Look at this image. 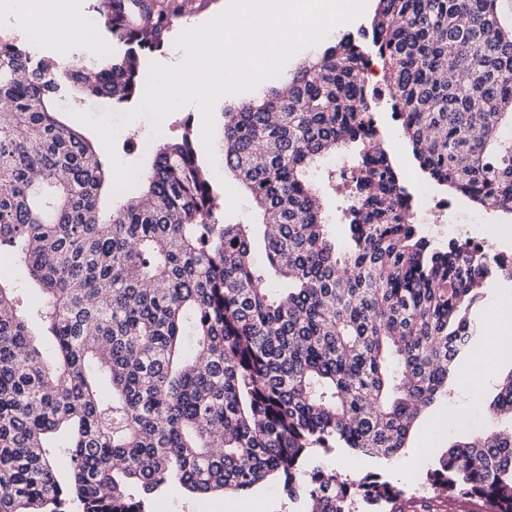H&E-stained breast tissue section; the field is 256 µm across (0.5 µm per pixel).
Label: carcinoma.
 <instances>
[{
	"label": "carcinoma",
	"mask_w": 512,
	"mask_h": 512,
	"mask_svg": "<svg viewBox=\"0 0 512 512\" xmlns=\"http://www.w3.org/2000/svg\"><path fill=\"white\" fill-rule=\"evenodd\" d=\"M210 2L96 0L105 47L68 63L0 35V249L44 295L56 359L48 369L1 269L0 512H147L172 485L238 493L271 475L292 512H400L404 487L314 461L400 453L483 339L489 289L512 288V254L420 234L375 124L388 107L429 180L512 215L501 0H377L363 37L381 87L363 81V45L347 33L234 107L224 169L262 223L226 221L187 122L103 216L106 150L58 119V100H141L148 58ZM345 143L359 151L341 251L306 172ZM486 410L512 420V370ZM427 481L450 504L512 512V428L453 442Z\"/></svg>",
	"instance_id": "1"
}]
</instances>
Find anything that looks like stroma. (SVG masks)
Instances as JSON below:
<instances>
[{
	"label": "stroma",
	"mask_w": 512,
	"mask_h": 512,
	"mask_svg": "<svg viewBox=\"0 0 512 512\" xmlns=\"http://www.w3.org/2000/svg\"><path fill=\"white\" fill-rule=\"evenodd\" d=\"M215 166L211 175L224 195L225 218L228 222L245 220L253 215L250 198L239 188L234 178L224 170V129L216 127L214 137ZM358 149L348 145L336 154L316 164L309 173L323 197V214L337 245L347 243L346 207L351 189L349 178L341 174L344 161L356 156ZM496 385L495 378H487L477 396H470L464 381H455L448 397L435 402L420 417L408 446L395 456L394 467L383 464L382 457L354 452L344 470L349 479L368 473H378L407 485V498L402 512H422V498L426 494V474L434 468L449 444L464 437V430L453 425L457 411H466L475 424L484 428L499 427L500 421L487 414L485 402ZM150 512H289L288 499L279 480L269 479L253 490L234 494L193 496L174 490L154 496Z\"/></svg>",
	"instance_id": "obj_1"
}]
</instances>
